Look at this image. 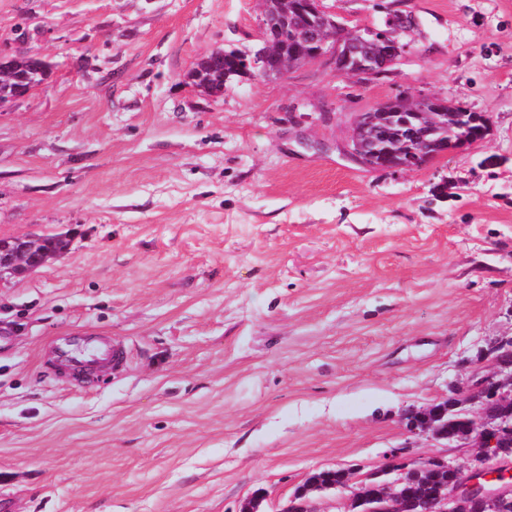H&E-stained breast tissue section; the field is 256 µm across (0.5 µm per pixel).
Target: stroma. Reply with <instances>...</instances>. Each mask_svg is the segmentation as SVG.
I'll list each match as a JSON object with an SVG mask.
<instances>
[{
    "instance_id": "obj_1",
    "label": "stroma",
    "mask_w": 512,
    "mask_h": 512,
    "mask_svg": "<svg viewBox=\"0 0 512 512\" xmlns=\"http://www.w3.org/2000/svg\"><path fill=\"white\" fill-rule=\"evenodd\" d=\"M344 28L411 16L377 77L325 61L204 96L255 48L259 0H0V57L49 68L0 104V237L70 234L0 280V496L13 512H279L473 448L406 415L493 372L512 336V0H324ZM412 93L489 121L410 171L346 152L347 117ZM126 348L93 391L42 373L54 336ZM209 67L206 73L213 78L218 77L224 71L225 82L230 83L241 77L240 70L245 68V60H250V55L239 49L226 50L223 48L216 49L209 56Z\"/></svg>"
}]
</instances>
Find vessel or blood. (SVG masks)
Returning a JSON list of instances; mask_svg holds the SVG:
<instances>
[{"instance_id":"b4317fda","label":"vessel or blood","mask_w":512,"mask_h":512,"mask_svg":"<svg viewBox=\"0 0 512 512\" xmlns=\"http://www.w3.org/2000/svg\"><path fill=\"white\" fill-rule=\"evenodd\" d=\"M51 350L53 366L76 377L91 376L103 366H122L125 360L123 349L111 337L90 331L55 337Z\"/></svg>"}]
</instances>
